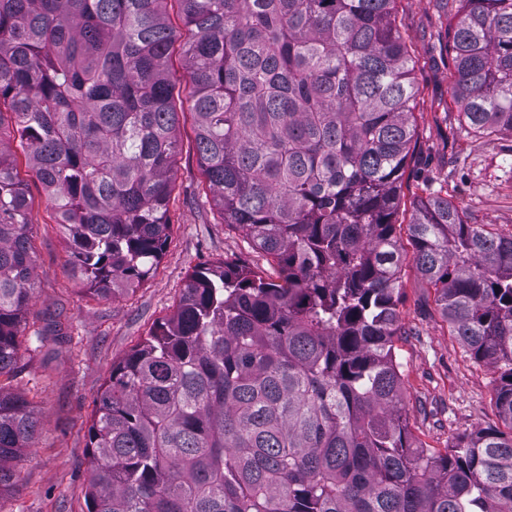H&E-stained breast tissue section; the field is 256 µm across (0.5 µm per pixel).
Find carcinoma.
Segmentation results:
<instances>
[{"label":"carcinoma","instance_id":"cac0c4a2","mask_svg":"<svg viewBox=\"0 0 512 512\" xmlns=\"http://www.w3.org/2000/svg\"><path fill=\"white\" fill-rule=\"evenodd\" d=\"M452 96L512 133V0H437ZM397 0H0V377L35 267L19 141L98 298L129 295L170 231L183 113L202 195L263 264L198 267L118 362L88 428L87 512H512V235L440 193L396 235L418 133ZM177 9L191 37L167 21ZM411 262L470 356L498 369L484 428L417 441L394 349ZM40 419L0 384V496Z\"/></svg>","mask_w":512,"mask_h":512}]
</instances>
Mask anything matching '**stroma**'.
Returning a JSON list of instances; mask_svg holds the SVG:
<instances>
[{"label": "stroma", "mask_w": 512, "mask_h": 512, "mask_svg": "<svg viewBox=\"0 0 512 512\" xmlns=\"http://www.w3.org/2000/svg\"><path fill=\"white\" fill-rule=\"evenodd\" d=\"M397 21L416 61L419 89L418 141L404 176L398 222L407 223L414 202L439 188L467 223L512 234V134L475 137L450 107L446 20L435 0H399ZM178 137L167 249L135 293L108 300L80 293L65 269V238L43 187L26 164L18 166L32 203L36 290L30 331L21 338L23 370L6 385L32 404L41 427L16 485L0 497V512H86L87 429L113 362L171 314L196 267L247 251L243 233L224 226L198 195L202 175L191 120L181 121ZM399 312L405 334L395 352L414 436L441 450L457 437L501 427L494 402L498 372L472 359L451 335L433 289L410 265L401 271Z\"/></svg>", "instance_id": "1"}]
</instances>
